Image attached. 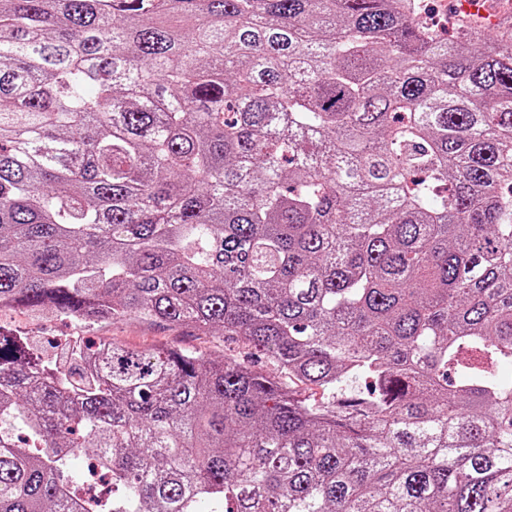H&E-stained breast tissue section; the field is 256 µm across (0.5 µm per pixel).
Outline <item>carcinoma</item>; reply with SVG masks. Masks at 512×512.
Here are the masks:
<instances>
[{
    "label": "carcinoma",
    "instance_id": "1",
    "mask_svg": "<svg viewBox=\"0 0 512 512\" xmlns=\"http://www.w3.org/2000/svg\"><path fill=\"white\" fill-rule=\"evenodd\" d=\"M421 2L0 0V311L254 357L0 332V512H512V23ZM91 335L112 339L131 348L150 349L168 344L183 349L198 350L213 358H239V352L223 336H196L189 330H171L150 326L137 318H128L108 326L91 329Z\"/></svg>",
    "mask_w": 512,
    "mask_h": 512
}]
</instances>
